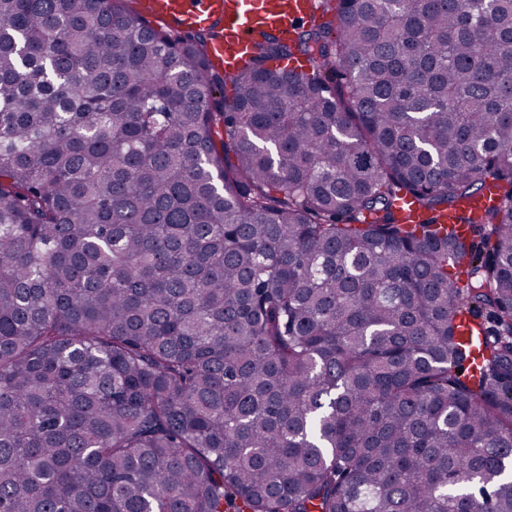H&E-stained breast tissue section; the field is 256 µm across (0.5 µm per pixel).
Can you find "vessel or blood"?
Wrapping results in <instances>:
<instances>
[{"mask_svg":"<svg viewBox=\"0 0 512 512\" xmlns=\"http://www.w3.org/2000/svg\"><path fill=\"white\" fill-rule=\"evenodd\" d=\"M136 8L146 18L183 32L214 29L217 36L207 44L206 55L230 75L259 34L293 37L312 17L315 0H137Z\"/></svg>","mask_w":512,"mask_h":512,"instance_id":"vessel-or-blood-1","label":"vessel or blood"}]
</instances>
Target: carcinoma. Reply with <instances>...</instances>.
Instances as JSON below:
<instances>
[{
  "label": "carcinoma",
  "instance_id": "cac0c4a2",
  "mask_svg": "<svg viewBox=\"0 0 512 512\" xmlns=\"http://www.w3.org/2000/svg\"><path fill=\"white\" fill-rule=\"evenodd\" d=\"M130 2L0 0V512H512V0ZM319 1V0H315ZM314 0H138L146 18L183 32L214 28L217 37L205 49L210 63L233 74L265 32L287 40L315 10Z\"/></svg>",
  "mask_w": 512,
  "mask_h": 512
}]
</instances>
